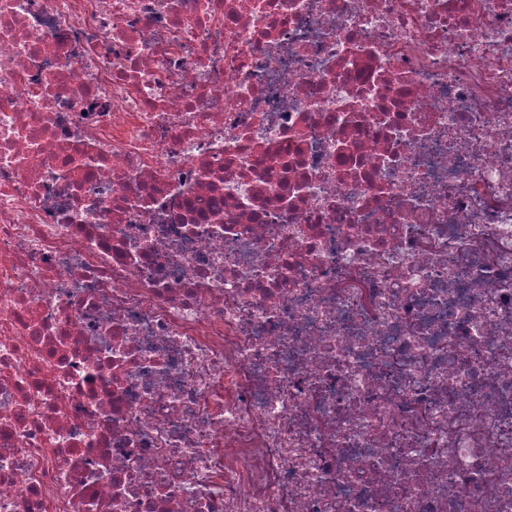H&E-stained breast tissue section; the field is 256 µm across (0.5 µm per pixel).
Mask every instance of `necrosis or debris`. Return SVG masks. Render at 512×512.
I'll use <instances>...</instances> for the list:
<instances>
[{"label": "necrosis or debris", "mask_w": 512, "mask_h": 512, "mask_svg": "<svg viewBox=\"0 0 512 512\" xmlns=\"http://www.w3.org/2000/svg\"><path fill=\"white\" fill-rule=\"evenodd\" d=\"M0 512H512V0H0Z\"/></svg>", "instance_id": "necrosis-or-debris-1"}]
</instances>
